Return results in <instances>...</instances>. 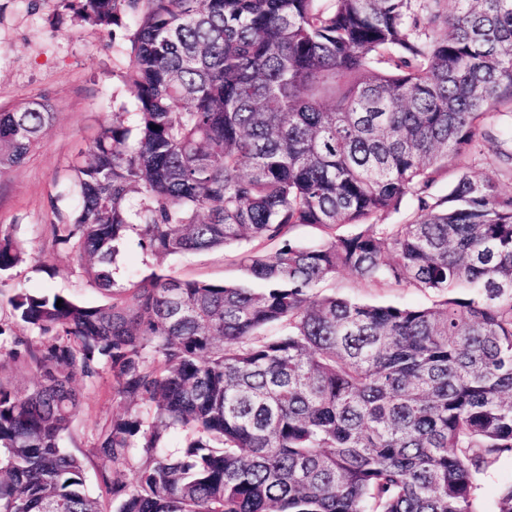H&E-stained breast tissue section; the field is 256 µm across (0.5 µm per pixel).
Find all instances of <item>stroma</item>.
<instances>
[{"mask_svg": "<svg viewBox=\"0 0 512 512\" xmlns=\"http://www.w3.org/2000/svg\"><path fill=\"white\" fill-rule=\"evenodd\" d=\"M129 29L116 33L72 22L58 0H0V106L45 98L54 122L29 158L0 175V229L27 241L32 260L0 275V293L25 288L76 296L84 303H104L105 297L80 274L71 249L53 245L51 206L68 208L60 196L69 167L84 150L99 125L113 113L131 112L135 104L123 75L128 63ZM233 251L221 249L156 260L136 242L122 250L113 276L123 283L151 270L182 279L216 283L240 279ZM326 291L377 304H431L434 296L415 288L359 285L348 272L337 274ZM85 404L73 428L77 443L89 447L101 426L119 412L112 398V381L85 387Z\"/></svg>", "mask_w": 512, "mask_h": 512, "instance_id": "stroma-1", "label": "stroma"}]
</instances>
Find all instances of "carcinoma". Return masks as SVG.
<instances>
[{
  "instance_id": "1",
  "label": "carcinoma",
  "mask_w": 512,
  "mask_h": 512,
  "mask_svg": "<svg viewBox=\"0 0 512 512\" xmlns=\"http://www.w3.org/2000/svg\"><path fill=\"white\" fill-rule=\"evenodd\" d=\"M60 3L101 31L137 18L135 109L71 167L72 209L52 205L53 241L108 301L7 297L0 512H104L62 440L73 379L107 372L126 409L87 457L113 512H480L481 475L512 456V193L469 162L480 136L512 174V0ZM53 119L0 107V173ZM131 239L159 259L235 246L243 277L119 284ZM28 257L0 231V273ZM343 271L439 300L320 291Z\"/></svg>"
}]
</instances>
